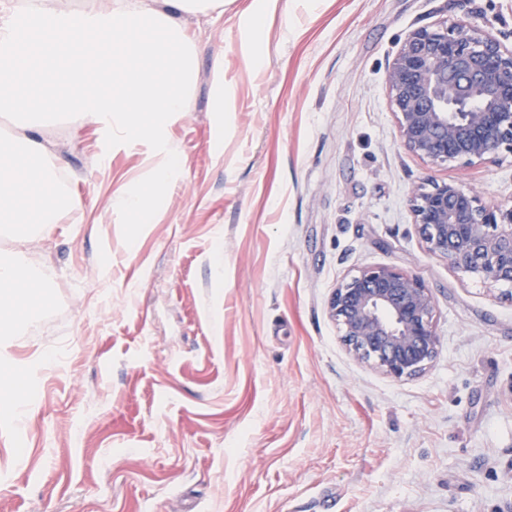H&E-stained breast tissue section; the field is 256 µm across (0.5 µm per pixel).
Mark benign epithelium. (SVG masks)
Segmentation results:
<instances>
[{"instance_id": "1", "label": "benign epithelium", "mask_w": 512, "mask_h": 512, "mask_svg": "<svg viewBox=\"0 0 512 512\" xmlns=\"http://www.w3.org/2000/svg\"><path fill=\"white\" fill-rule=\"evenodd\" d=\"M403 147L423 160L473 161L512 152V48L450 23L404 39L387 72ZM414 224L433 255L456 272L512 286V202L483 206L451 181L428 180L411 195ZM330 316L357 360L402 380L422 374L441 339L425 283L393 267L366 268L333 292Z\"/></svg>"}]
</instances>
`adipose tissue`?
Returning <instances> with one entry per match:
<instances>
[{
  "instance_id": "obj_1",
  "label": "adipose tissue",
  "mask_w": 512,
  "mask_h": 512,
  "mask_svg": "<svg viewBox=\"0 0 512 512\" xmlns=\"http://www.w3.org/2000/svg\"><path fill=\"white\" fill-rule=\"evenodd\" d=\"M279 0H251L242 13L241 49L251 63L264 54L262 27ZM224 0H84L74 12L58 11L52 0H34L24 19L0 0V75L28 82L25 90L0 92V112L15 117L19 134L0 139V231L17 242L31 234L48 235L54 211L66 199L56 190L57 169L46 139L53 101L47 83L48 65L30 53L15 50L20 30L51 34L57 46L93 31L104 32L115 49L112 67L101 83L75 82L69 107L91 123L107 125L118 138L160 143L165 162L151 179L160 189L179 171L181 155L165 141V121L187 107L194 71V53L185 36L186 17L223 7ZM38 174L35 195L19 185ZM43 276L24 265L20 252L0 253V310L23 306L25 319L35 318V302L20 303L17 290L45 287Z\"/></svg>"
}]
</instances>
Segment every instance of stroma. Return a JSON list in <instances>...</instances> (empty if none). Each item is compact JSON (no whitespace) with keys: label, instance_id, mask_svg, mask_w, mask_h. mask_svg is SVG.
<instances>
[{"label":"stroma","instance_id":"stroma-1","mask_svg":"<svg viewBox=\"0 0 512 512\" xmlns=\"http://www.w3.org/2000/svg\"><path fill=\"white\" fill-rule=\"evenodd\" d=\"M249 0L189 18L196 78L166 130L183 165L134 233L116 196L163 157L69 116L55 126L49 279L7 337L30 420L0 415V512H512V288L430 254L411 190L512 198V153L430 163L386 84L406 36L452 21L512 47V0H280L247 65ZM222 59L233 96L214 109ZM369 267L420 278L441 349L395 380L328 313Z\"/></svg>","mask_w":512,"mask_h":512}]
</instances>
